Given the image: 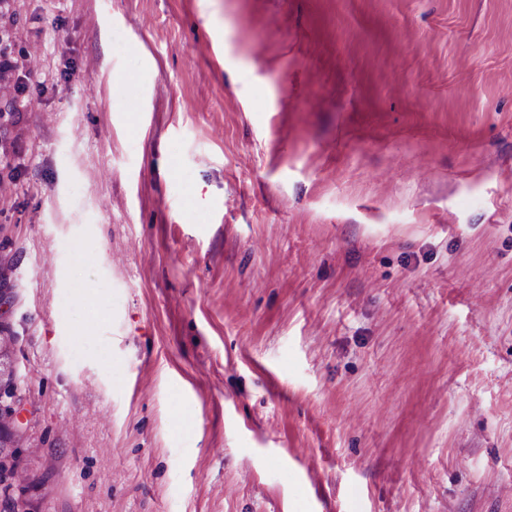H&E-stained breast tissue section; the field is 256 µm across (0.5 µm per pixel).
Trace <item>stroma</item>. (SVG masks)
I'll return each mask as SVG.
<instances>
[{
    "mask_svg": "<svg viewBox=\"0 0 512 512\" xmlns=\"http://www.w3.org/2000/svg\"><path fill=\"white\" fill-rule=\"evenodd\" d=\"M0 65L35 512H512V0H0Z\"/></svg>",
    "mask_w": 512,
    "mask_h": 512,
    "instance_id": "1",
    "label": "stroma"
}]
</instances>
